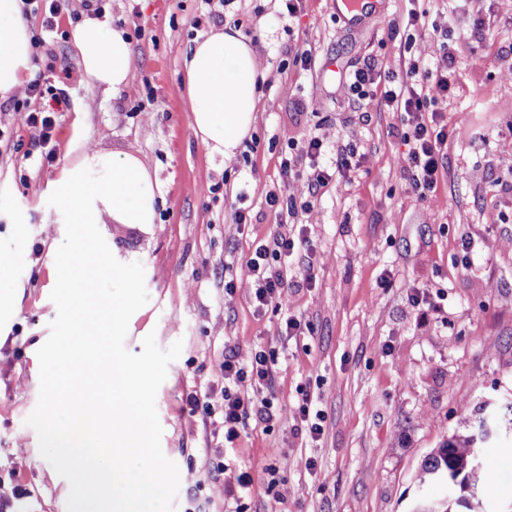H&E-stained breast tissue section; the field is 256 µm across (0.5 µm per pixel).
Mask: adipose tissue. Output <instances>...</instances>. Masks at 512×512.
Instances as JSON below:
<instances>
[{
  "mask_svg": "<svg viewBox=\"0 0 512 512\" xmlns=\"http://www.w3.org/2000/svg\"><path fill=\"white\" fill-rule=\"evenodd\" d=\"M21 0H0V98L22 92L34 68L32 31L22 16ZM87 77L108 90L132 78V51L126 31L106 15L86 18L72 32ZM186 110L195 134L212 153L232 160L256 120L260 54L233 27L195 40L183 60ZM61 202L74 224H97L109 215L116 224H151L159 186L142 160L85 152L69 170Z\"/></svg>",
  "mask_w": 512,
  "mask_h": 512,
  "instance_id": "1",
  "label": "adipose tissue"
}]
</instances>
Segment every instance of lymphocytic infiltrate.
Wrapping results in <instances>:
<instances>
[{
    "instance_id": "lymphocytic-infiltrate-1",
    "label": "lymphocytic infiltrate",
    "mask_w": 512,
    "mask_h": 512,
    "mask_svg": "<svg viewBox=\"0 0 512 512\" xmlns=\"http://www.w3.org/2000/svg\"><path fill=\"white\" fill-rule=\"evenodd\" d=\"M432 30L442 51V63L435 69L421 67L411 60L402 74L384 77L370 62L348 76L349 89L357 99L379 97L388 111L400 114L401 138L407 148L403 171L414 200L419 204L436 191L443 169L448 131L438 105L448 99L456 63L452 29L436 24ZM304 154L308 169L301 203L285 202L274 192L266 196L268 206L284 209L286 216L293 219L299 213L311 211L321 189L360 164L354 147L345 145L332 150L323 138L317 136L308 139ZM306 244L305 233L286 229L275 232L255 248L246 268L251 301L256 308L281 307L284 290L292 285L288 278L287 260L300 254ZM275 360V352L266 350L256 352L252 362L246 366L240 364L234 355H225L220 368L224 373L222 425L226 443H235L241 427L250 417L265 422L271 420V398L242 394L238 385L248 377L259 387L271 386Z\"/></svg>"
}]
</instances>
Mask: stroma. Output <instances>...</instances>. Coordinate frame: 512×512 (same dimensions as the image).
<instances>
[{
    "instance_id": "stroma-1",
    "label": "stroma",
    "mask_w": 512,
    "mask_h": 512,
    "mask_svg": "<svg viewBox=\"0 0 512 512\" xmlns=\"http://www.w3.org/2000/svg\"><path fill=\"white\" fill-rule=\"evenodd\" d=\"M381 19L345 24L328 0H304L288 16L282 0H230L224 20L257 46L265 75L260 110L243 159L225 164L191 128L184 110L183 56L209 33L205 0H104L131 37L133 76L109 92L87 78L71 42L84 8L61 15L54 31L28 15L34 81L44 95L29 108L66 104L57 115V158L41 165L39 134L0 101V481L31 493L32 512H67L65 485L40 454L26 418L39 398L37 351L57 309L52 246L64 238L48 203L85 150L141 158L163 199L152 224L99 227L114 256L141 262L148 303L130 319L126 348L141 352L155 333L160 348L182 342L156 406L161 448L179 470L175 512H411L418 498L444 499L445 484L419 483L432 449L457 428L461 406L512 400V0H385ZM452 24L458 41L445 115L447 161L436 192L413 200L401 168L397 113L377 100L353 101L346 77L374 61L381 74L403 66L408 11ZM487 29L471 37L475 21ZM311 49L309 70L290 51ZM350 144L358 168L321 190L309 226L312 264L293 263L290 310L311 333L286 335L283 312L256 310L245 263L281 221L265 203L283 193L281 154L302 155L308 137ZM245 207L248 225L232 214ZM238 284L224 293L225 277ZM423 296L416 304L414 296ZM278 353L273 418L248 419L235 447L222 429L225 352L247 365L256 351ZM311 388L325 413L311 438L296 407ZM198 395L212 413L191 412ZM493 481L485 512H512V435L484 449ZM226 472H216L217 463ZM249 473V495L226 487Z\"/></svg>"
}]
</instances>
